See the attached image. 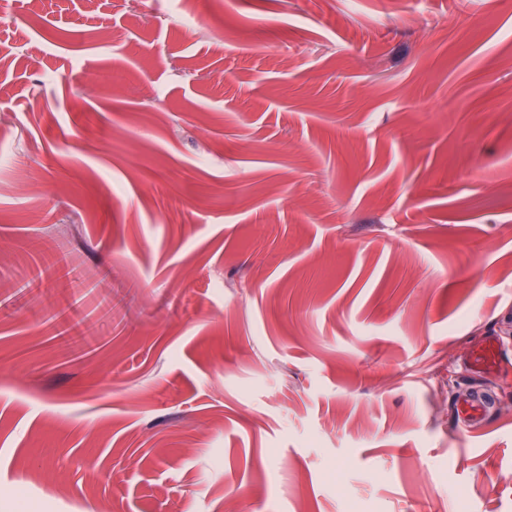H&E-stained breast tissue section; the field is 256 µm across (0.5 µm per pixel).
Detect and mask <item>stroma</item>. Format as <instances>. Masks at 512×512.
Returning <instances> with one entry per match:
<instances>
[{"mask_svg": "<svg viewBox=\"0 0 512 512\" xmlns=\"http://www.w3.org/2000/svg\"><path fill=\"white\" fill-rule=\"evenodd\" d=\"M0 5V512H512V0ZM502 342L497 336L488 335L481 338L470 350L467 369L476 374H492L497 371ZM489 404L480 390L469 391L459 397L454 405L458 420L462 421L470 432H475L485 420Z\"/></svg>", "mask_w": 512, "mask_h": 512, "instance_id": "1", "label": "stroma"}]
</instances>
